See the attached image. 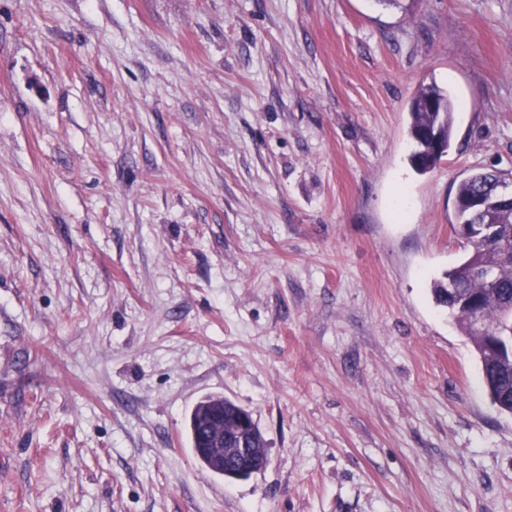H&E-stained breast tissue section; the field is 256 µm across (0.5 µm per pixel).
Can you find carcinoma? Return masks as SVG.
<instances>
[{"label":"carcinoma","mask_w":512,"mask_h":512,"mask_svg":"<svg viewBox=\"0 0 512 512\" xmlns=\"http://www.w3.org/2000/svg\"><path fill=\"white\" fill-rule=\"evenodd\" d=\"M436 95L443 100L441 109L432 111L426 101ZM409 136L415 143L410 160L413 167L424 174L434 169L442 156L434 153L433 141L427 132L436 130L446 143L452 141L454 104L447 93L435 85L421 87L410 105ZM507 183L504 174L497 169L479 172L463 181L455 194V211L460 224H478L485 215L472 211L474 201L492 200L504 192ZM497 232L484 242L471 247V251L445 273L442 280H435L431 292L437 305L450 310L462 330L470 337L481 359L485 387L492 403L506 414L512 412V358L495 348L485 338L473 333L471 322L481 320L491 325L492 331L512 334V320L505 318L506 305L512 302V208L499 209L494 213ZM462 286L466 297L455 302L448 300V283ZM218 402L224 404V420L243 411L236 403L220 396L211 395L199 401L190 413L189 434L191 445L200 465L216 473L206 457L199 453L203 447L206 428L199 421L202 408Z\"/></svg>","instance_id":"obj_1"}]
</instances>
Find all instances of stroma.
<instances>
[{
  "mask_svg": "<svg viewBox=\"0 0 512 512\" xmlns=\"http://www.w3.org/2000/svg\"><path fill=\"white\" fill-rule=\"evenodd\" d=\"M492 166L512 0H0V512H512V415L430 293ZM216 394L262 471L198 463ZM432 95L443 100L441 109L432 111L426 106V101ZM409 136L415 143V151L410 160L413 167L424 174L434 169L445 155L434 153L433 141L427 138V132L437 130L439 136L451 146L453 131L454 104L447 93L435 85L421 87L410 105ZM218 402V403H224V421L228 422V420L236 413H239L243 410L241 406L237 405L236 403L232 402L231 400H228L224 398V396L220 395H211L207 396L201 401H199L194 408L192 409L190 413L189 418V434H190V440L192 448L195 452V455L198 459V462L200 465L205 468L207 471L219 475L224 476V478L229 479H236L239 477H235L234 474L231 471H228L225 469L224 472H219L211 468L210 464L208 463L206 457L199 453V448H202L204 446L203 439L206 436V428L203 425L202 422L199 421V415L202 410V408L208 404Z\"/></svg>",
  "mask_w": 512,
  "mask_h": 512,
  "instance_id": "35a3bbf8",
  "label": "stroma"
}]
</instances>
